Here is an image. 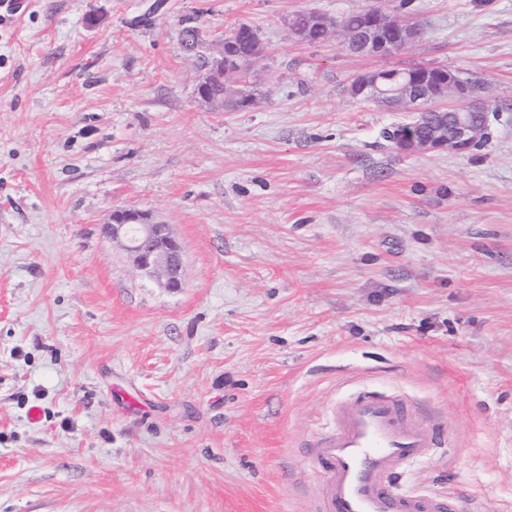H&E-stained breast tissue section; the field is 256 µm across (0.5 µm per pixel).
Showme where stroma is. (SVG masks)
I'll return each mask as SVG.
<instances>
[{
  "label": "stroma",
  "mask_w": 512,
  "mask_h": 512,
  "mask_svg": "<svg viewBox=\"0 0 512 512\" xmlns=\"http://www.w3.org/2000/svg\"><path fill=\"white\" fill-rule=\"evenodd\" d=\"M370 5L420 38L372 58L290 36ZM239 23L265 55L225 112L197 58ZM412 64L481 84L479 148L402 151L384 133L411 113L347 92ZM115 209L170 225L179 293L105 238ZM362 391L435 432L397 491L512 512V0L1 14L0 512H314L308 448Z\"/></svg>",
  "instance_id": "obj_1"
}]
</instances>
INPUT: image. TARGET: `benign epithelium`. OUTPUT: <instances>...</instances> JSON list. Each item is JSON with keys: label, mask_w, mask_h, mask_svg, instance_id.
I'll list each match as a JSON object with an SVG mask.
<instances>
[{"label": "benign epithelium", "mask_w": 512, "mask_h": 512, "mask_svg": "<svg viewBox=\"0 0 512 512\" xmlns=\"http://www.w3.org/2000/svg\"><path fill=\"white\" fill-rule=\"evenodd\" d=\"M366 39L358 53L367 57H387L405 49L421 35L420 29L374 7L364 13ZM256 51L245 56L239 51L238 30L220 38L217 55L208 58L203 67L204 75L197 86L198 98L219 109L224 99L204 91L209 78L216 73L225 76L241 70L242 60L260 57L259 36H253ZM423 81L409 86L387 89L385 77L379 71L358 75L349 85L353 96L367 100L388 97L397 108H409L417 117L426 116L428 110H447L451 121L427 135H421L409 126L397 132L399 149L411 152L448 151L465 154L475 149L483 140L485 125L472 121L469 111L487 109V100L475 89L473 82L460 73L445 68H427L420 74ZM104 236L120 246L128 264L139 273L169 293L184 287L183 259L179 242L170 225L151 221L148 214L132 210H114L102 225Z\"/></svg>", "instance_id": "benign-epithelium-1"}]
</instances>
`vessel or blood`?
<instances>
[{
  "label": "vessel or blood",
  "instance_id": "vessel-or-blood-1",
  "mask_svg": "<svg viewBox=\"0 0 512 512\" xmlns=\"http://www.w3.org/2000/svg\"><path fill=\"white\" fill-rule=\"evenodd\" d=\"M431 445L428 427L406 419L401 401L366 394L337 404L334 431L310 450L322 480L316 512H458L455 501L402 495L390 484Z\"/></svg>",
  "mask_w": 512,
  "mask_h": 512
}]
</instances>
